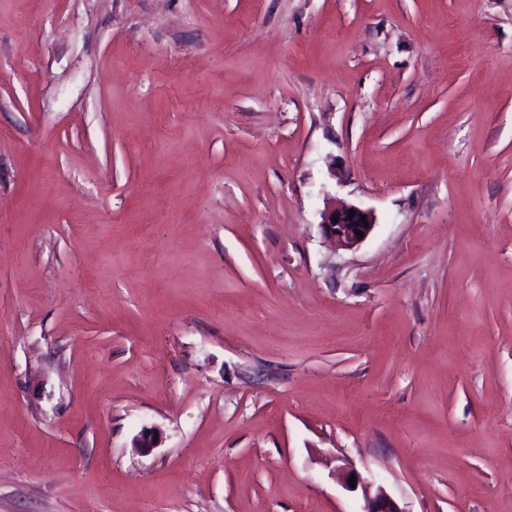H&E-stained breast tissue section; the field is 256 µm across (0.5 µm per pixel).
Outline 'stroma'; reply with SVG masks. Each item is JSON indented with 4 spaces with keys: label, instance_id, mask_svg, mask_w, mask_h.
I'll list each match as a JSON object with an SVG mask.
<instances>
[{
    "label": "stroma",
    "instance_id": "35a3bbf8",
    "mask_svg": "<svg viewBox=\"0 0 512 512\" xmlns=\"http://www.w3.org/2000/svg\"><path fill=\"white\" fill-rule=\"evenodd\" d=\"M350 472L512 512V0H0V512ZM350 211H354L352 219H349ZM362 215H365L369 228H366V225L363 224ZM333 217L337 218V223L333 222ZM321 218L320 225L325 235L344 249H352L362 243L376 224L372 210L356 205L340 208L327 207L321 213ZM356 231L363 232L364 237L359 238Z\"/></svg>",
    "mask_w": 512,
    "mask_h": 512
}]
</instances>
